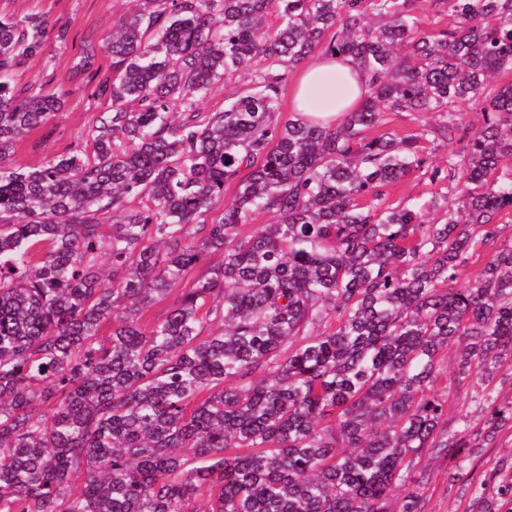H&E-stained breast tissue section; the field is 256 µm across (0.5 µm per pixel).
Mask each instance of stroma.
Masks as SVG:
<instances>
[{
    "label": "stroma",
    "instance_id": "35a3bbf8",
    "mask_svg": "<svg viewBox=\"0 0 512 512\" xmlns=\"http://www.w3.org/2000/svg\"><path fill=\"white\" fill-rule=\"evenodd\" d=\"M131 6V0H0V15L20 18L38 14L52 28L67 31L66 42L49 40L46 53L33 58L19 77L23 84H64L65 105L47 127L34 130L15 143L11 162L35 167L73 149L88 148L89 132L99 114L109 111L110 102L93 96L94 84L87 76H79L69 84L64 77L82 39L103 46L113 24ZM462 151L463 143L456 139L427 142L425 169L411 172L388 186V202L419 211L427 223H444L448 158L461 155ZM417 468L425 477V512H471V498L460 490L464 481L483 485L486 500L497 503L500 485L512 479V423L486 447L471 453L454 458L423 453Z\"/></svg>",
    "mask_w": 512,
    "mask_h": 512
}]
</instances>
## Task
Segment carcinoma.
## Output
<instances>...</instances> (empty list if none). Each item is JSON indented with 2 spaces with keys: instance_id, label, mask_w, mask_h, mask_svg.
<instances>
[{
  "instance_id": "1",
  "label": "carcinoma",
  "mask_w": 512,
  "mask_h": 512,
  "mask_svg": "<svg viewBox=\"0 0 512 512\" xmlns=\"http://www.w3.org/2000/svg\"><path fill=\"white\" fill-rule=\"evenodd\" d=\"M135 2L104 45L111 74L80 49L112 103L93 153L38 167L10 154L64 104L17 84L48 23L0 16V512H424L417 459L512 421L492 387L512 358V245L453 287L512 208L490 179L512 157V84L486 92L512 71V0H433L455 19L437 36L417 34L415 0ZM317 49L369 93L336 125L281 127L280 89ZM241 74L224 111L200 110ZM480 99L482 125L461 127ZM386 112L446 113L437 136L466 141L445 223L384 203L425 164L418 135L369 137ZM476 385L484 427L448 432V391Z\"/></svg>"
}]
</instances>
